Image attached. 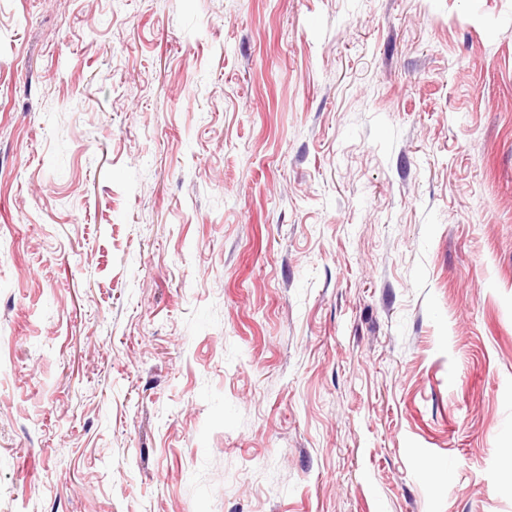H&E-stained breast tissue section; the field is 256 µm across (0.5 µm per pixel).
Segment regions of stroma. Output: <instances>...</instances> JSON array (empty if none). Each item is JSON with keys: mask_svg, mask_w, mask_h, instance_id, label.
Segmentation results:
<instances>
[{"mask_svg": "<svg viewBox=\"0 0 512 512\" xmlns=\"http://www.w3.org/2000/svg\"><path fill=\"white\" fill-rule=\"evenodd\" d=\"M0 512H512V0H0Z\"/></svg>", "mask_w": 512, "mask_h": 512, "instance_id": "35a3bbf8", "label": "stroma"}]
</instances>
